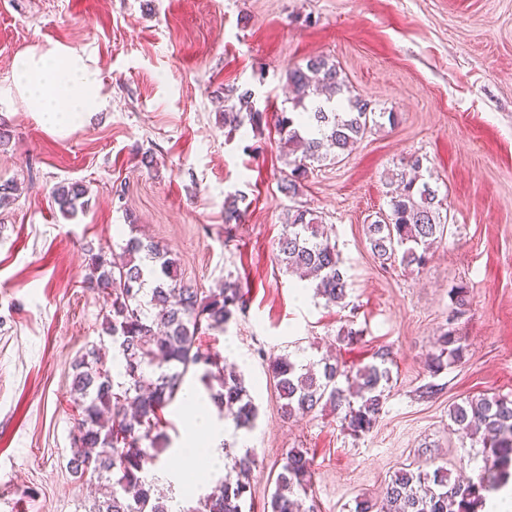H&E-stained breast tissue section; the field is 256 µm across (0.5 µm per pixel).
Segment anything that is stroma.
<instances>
[{"label":"stroma","instance_id":"1","mask_svg":"<svg viewBox=\"0 0 512 512\" xmlns=\"http://www.w3.org/2000/svg\"><path fill=\"white\" fill-rule=\"evenodd\" d=\"M75 49L98 67L109 105L66 136L46 131L14 86L27 50ZM327 55L354 94L397 115L340 162L325 161L290 199L278 183L287 158L273 122L228 134L221 101L253 89L266 114L286 107L285 72ZM0 512H84L89 480L69 467L72 364L103 331L110 302L83 286L86 246L124 245L132 226L165 246L184 281L207 293L238 282L247 308L201 338L239 367L259 409L245 432L258 466L252 512H266L283 453L314 462L317 512H353L380 499L401 470L445 466L477 477L480 446L449 419L453 404L512 399V0H0ZM153 161L144 164L143 153ZM425 157L447 196L448 234L424 268L384 265L365 226L388 210V175ZM87 186L88 205L64 218L54 187ZM240 191L246 216L225 233L224 199ZM329 228L350 290L347 306L299 297L276 260L288 206ZM469 306L449 319L451 287ZM359 330L354 343L340 330ZM454 329L463 360L431 376L426 357ZM391 351L392 380L376 426L355 437L337 412L287 420L271 359L329 355L349 367ZM440 384L423 396L428 383ZM183 399L164 411L170 446L158 469L183 458Z\"/></svg>","mask_w":512,"mask_h":512}]
</instances>
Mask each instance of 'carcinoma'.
Here are the masks:
<instances>
[{
	"instance_id": "obj_1",
	"label": "carcinoma",
	"mask_w": 512,
	"mask_h": 512,
	"mask_svg": "<svg viewBox=\"0 0 512 512\" xmlns=\"http://www.w3.org/2000/svg\"><path fill=\"white\" fill-rule=\"evenodd\" d=\"M293 109L280 112L277 127L290 172L280 181V192L299 195L313 164L329 158L336 161L381 120L395 122L392 112L375 111L365 98L352 94L346 76L328 57L316 56L303 66L286 71ZM263 122L249 88L224 97V126L229 132L247 127L255 131ZM394 176L389 213L366 225L371 250L383 262L400 258L409 267L424 266L431 245L448 231L442 215L446 198L422 174L423 159L412 156ZM87 187L75 182L59 185L54 201L67 217L85 209ZM244 195L231 194L224 201V223L239 224L243 211L238 202ZM321 220L309 209L288 210L285 232L278 242V261L287 272L307 281L306 287L333 305L347 298L348 283L340 269L336 247L319 232ZM123 259L116 261L103 251L88 249L84 284L110 298L103 331L117 349V369L105 364L93 344L75 360L74 403L79 411L73 436L72 472L78 479L90 475L100 482L102 498L88 512H169L166 501L147 482L143 472L154 467L158 451L167 441L163 411L177 397L185 376L201 372L200 381L222 390L210 393L224 419L235 429H252L259 410L245 386L243 375L224 366V356L204 348L198 340L211 331H224L245 309L242 289L234 282L199 297V289L184 283L176 259L155 242L130 237L123 246ZM452 312L466 311L469 298L464 287L450 290ZM465 348L453 330L445 331L427 366L435 377L461 362ZM392 362L390 352L377 351L373 361L350 372L331 359L319 370L279 355L268 372L283 400L287 419L311 412L324 403L343 409L342 426L354 436L369 433L386 402ZM458 430L482 444L486 466L478 481L450 483L448 471H400L387 484L383 499L375 504L356 501L353 512H477L485 500L482 492L499 489L512 467V399L482 396L450 409ZM235 443H224L227 474L197 505L184 512H246L252 500L251 475L255 459L250 450L239 455ZM313 461L308 452L291 448L282 458L269 501L270 512H315L306 505L313 485Z\"/></svg>"
}]
</instances>
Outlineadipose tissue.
I'll return each instance as SVG.
<instances>
[{
	"label": "adipose tissue",
	"instance_id": "ef3b65f1",
	"mask_svg": "<svg viewBox=\"0 0 512 512\" xmlns=\"http://www.w3.org/2000/svg\"><path fill=\"white\" fill-rule=\"evenodd\" d=\"M15 86L29 111L51 133L66 134L83 126L91 112L105 107L100 95L98 69L85 62L75 51L56 48L39 54L29 50L13 61ZM233 435L225 425L200 414L188 425L186 435L190 446L204 447L203 456H187L188 468H202L213 474L224 469L223 442Z\"/></svg>",
	"mask_w": 512,
	"mask_h": 512
}]
</instances>
